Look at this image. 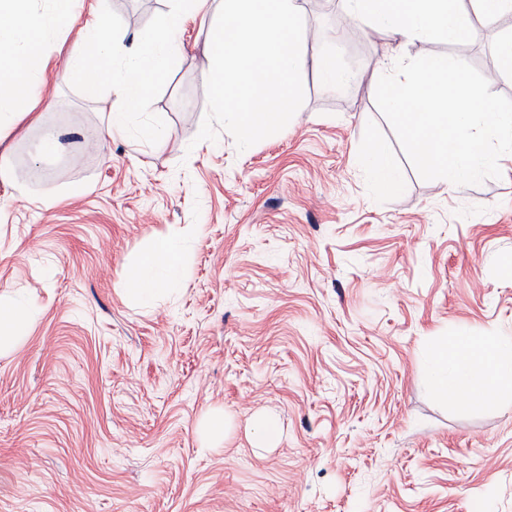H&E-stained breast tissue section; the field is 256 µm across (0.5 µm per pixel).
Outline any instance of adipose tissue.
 Listing matches in <instances>:
<instances>
[{
  "instance_id": "obj_1",
  "label": "adipose tissue",
  "mask_w": 512,
  "mask_h": 512,
  "mask_svg": "<svg viewBox=\"0 0 512 512\" xmlns=\"http://www.w3.org/2000/svg\"><path fill=\"white\" fill-rule=\"evenodd\" d=\"M108 0H92L79 15V0H0V127L28 117L38 106L35 88L49 66L47 46L71 30L79 47L66 74L85 96L107 92L111 133H124L132 113L146 111L179 49L185 18L208 19L214 0H168L169 12L149 37L126 40L106 21ZM350 13L401 37L441 35L459 42L471 20L493 22L512 13V0H343ZM309 34L297 0H224V19L207 30L209 55L201 79L215 113L232 119L243 141L280 130L297 104L294 78L316 63L324 79L345 85L348 74L325 54L308 55ZM185 236L153 244L123 281L129 297L150 300L159 286L177 282L185 269ZM428 385L440 397L471 406L497 403L512 393V336H450L430 344Z\"/></svg>"
}]
</instances>
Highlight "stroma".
Here are the masks:
<instances>
[{
  "label": "stroma",
  "mask_w": 512,
  "mask_h": 512,
  "mask_svg": "<svg viewBox=\"0 0 512 512\" xmlns=\"http://www.w3.org/2000/svg\"><path fill=\"white\" fill-rule=\"evenodd\" d=\"M318 40L357 79L315 65L278 132L245 142L217 118L199 66L206 26L127 134L107 98L64 77L78 42L52 47L38 121L0 134L31 168L0 182V299L25 316L0 355V512H512V396L482 409L436 397L427 345L512 336V156L500 178L423 180L378 110L393 56L495 63L512 14L463 48L349 25L339 0H298ZM166 0H109L117 26L147 34ZM155 123L166 139H144ZM61 152L32 166L42 126ZM390 150L398 188L365 153ZM187 232L178 287L148 303L121 279L154 242ZM276 418L261 442L253 423ZM225 417L226 433L204 432ZM313 61L320 68L324 79L329 83L334 85H345L348 84L352 79L351 75L345 74L338 70L332 58L326 54H315ZM367 162L372 177L384 191L392 192L397 188L395 170L383 144L377 143L369 149Z\"/></svg>",
  "instance_id": "35a3bbf8"
}]
</instances>
